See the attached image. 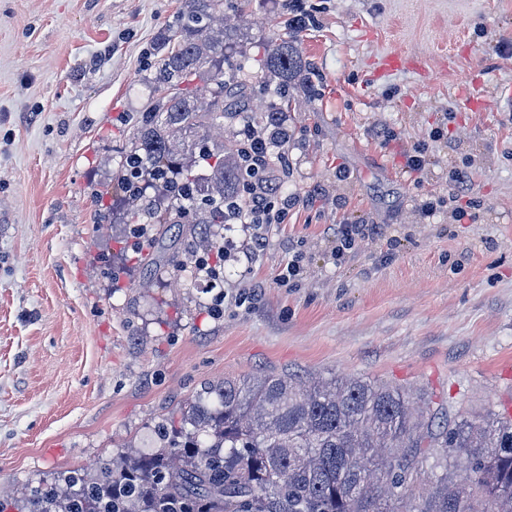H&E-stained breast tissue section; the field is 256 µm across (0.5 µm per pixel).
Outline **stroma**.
Here are the masks:
<instances>
[{"mask_svg":"<svg viewBox=\"0 0 512 512\" xmlns=\"http://www.w3.org/2000/svg\"><path fill=\"white\" fill-rule=\"evenodd\" d=\"M181 4L0 0V512L149 446L226 377H359L512 416V0H253L226 53L254 83L268 41L310 18L288 221L252 262L207 251L213 276H148L106 189ZM395 53L413 67L382 71ZM420 143L429 163L406 172ZM425 195L465 218L413 223ZM336 224L382 231L338 263Z\"/></svg>","mask_w":512,"mask_h":512,"instance_id":"35a3bbf8","label":"stroma"}]
</instances>
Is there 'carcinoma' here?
I'll return each mask as SVG.
<instances>
[{"mask_svg":"<svg viewBox=\"0 0 512 512\" xmlns=\"http://www.w3.org/2000/svg\"><path fill=\"white\" fill-rule=\"evenodd\" d=\"M251 0H182L148 106L129 117L132 138L112 179L129 206L142 266L177 270L192 248L216 247L242 205L245 139L213 137L243 117L253 88L224 54ZM297 28L270 40L264 70L278 81L264 127L304 84ZM210 84V97L195 81ZM158 204L138 223L142 182ZM431 400L359 379L308 384L267 375L224 378L200 390L179 418L154 425L156 446L129 449L41 480L20 512H512V417L446 414L424 425ZM430 465L427 495L411 485Z\"/></svg>","mask_w":512,"mask_h":512,"instance_id":"carcinoma-1","label":"carcinoma"}]
</instances>
